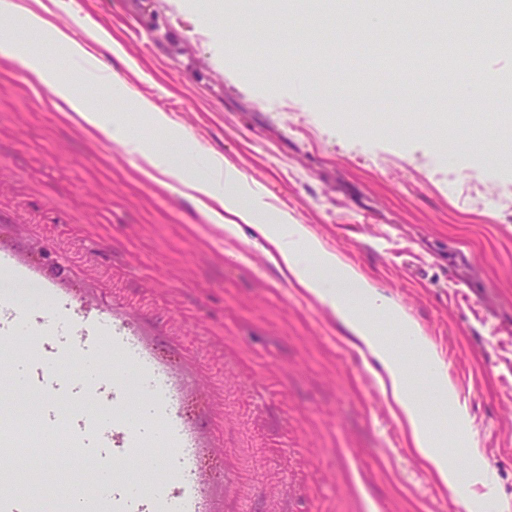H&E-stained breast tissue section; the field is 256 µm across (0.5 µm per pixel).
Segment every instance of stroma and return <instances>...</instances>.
<instances>
[{"instance_id":"obj_1","label":"stroma","mask_w":512,"mask_h":512,"mask_svg":"<svg viewBox=\"0 0 512 512\" xmlns=\"http://www.w3.org/2000/svg\"><path fill=\"white\" fill-rule=\"evenodd\" d=\"M68 12V31L88 49L110 36L120 55L85 70L19 19L14 28L49 67L94 106L128 111L135 99L166 113L183 136L187 166L205 172L218 155L263 201L305 225L403 308L436 346L473 419L489 486L474 485L481 512L512 500V95L475 101L476 126L461 125L450 95L475 72L413 85L402 109L366 78L378 35L365 0H345L341 36L355 71L337 80L336 56L312 68L318 34L310 14L260 33L245 21L263 0H234L222 16L235 42L211 36L208 0H41ZM496 47L478 68L512 78V34L484 26ZM109 68L105 88L91 70ZM348 98L337 101L336 88ZM60 101L35 87L17 59L0 55V255L33 268L0 269V297L27 310L43 287L61 312L43 323L66 336L69 310L124 319L178 392L174 418L209 449L200 472L224 484L223 512H464L423 467L393 407L336 315L239 236L204 218L196 201L158 185L142 161L65 120ZM55 253L68 278L36 269L32 245ZM135 344L104 346L97 359L65 357L61 375L82 385L119 374L131 390L133 445L168 448L172 436L131 363ZM0 426L33 407L65 408L43 389L13 387ZM129 489L174 480L146 457L112 467ZM32 501L68 491L37 463L14 469Z\"/></svg>"}]
</instances>
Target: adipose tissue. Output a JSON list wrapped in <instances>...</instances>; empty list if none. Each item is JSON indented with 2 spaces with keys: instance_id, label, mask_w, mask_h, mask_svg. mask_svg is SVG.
Segmentation results:
<instances>
[{
  "instance_id": "adipose-tissue-1",
  "label": "adipose tissue",
  "mask_w": 512,
  "mask_h": 512,
  "mask_svg": "<svg viewBox=\"0 0 512 512\" xmlns=\"http://www.w3.org/2000/svg\"><path fill=\"white\" fill-rule=\"evenodd\" d=\"M2 16L21 17L29 27L63 47L75 61L87 56L82 44L26 5L24 0H0ZM0 51L20 59L35 82L52 89L88 127L119 144L127 153L144 158L147 166L143 173L147 178L161 185L173 181L192 192L202 213L212 223L223 225L225 231L233 235L240 225L256 226L269 260L328 306L350 332L357 352L378 364L375 376L382 394L396 406L421 464L442 485L458 491L457 457L449 449L447 436L439 431L440 424L450 421L454 424L457 443L466 446L472 481L486 480V461L475 445L465 442L473 430L472 421L466 406L454 397L443 360L405 312L370 280L338 255L324 249L303 225L289 223L286 213H279L275 223H261L266 205L259 198L246 200L247 179L236 167L215 158L205 173L191 171L184 164L179 147L161 150L144 138L131 136L124 119L99 111L80 98L42 56L31 52L12 31L0 29ZM381 320L397 329L400 342L381 336L377 327ZM414 364L427 371L428 391L436 403L434 411H427L421 397L410 387L409 369Z\"/></svg>"
}]
</instances>
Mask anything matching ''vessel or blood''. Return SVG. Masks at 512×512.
Here are the masks:
<instances>
[{"label": "vessel or blood", "mask_w": 512, "mask_h": 512, "mask_svg": "<svg viewBox=\"0 0 512 512\" xmlns=\"http://www.w3.org/2000/svg\"><path fill=\"white\" fill-rule=\"evenodd\" d=\"M122 334V325L107 319H71L67 344H60L53 336L38 337L25 380L26 387L51 388L58 395H71L77 399L80 407L68 414V427L73 434L87 439L85 459L102 470L115 462H129L136 455L129 430L113 431L111 419L102 415L103 409L126 396L127 389L113 378L77 390L56 372L55 366L68 353L88 357L95 355L103 345ZM49 464L71 491L73 512H84L86 499L82 495V472L59 457L51 458ZM217 490V484L201 476L187 483L176 480L157 490L145 487L133 494L109 481L103 486L106 497L118 502L123 512H218ZM0 512H32V501L27 491L20 487L1 489Z\"/></svg>", "instance_id": "obj_1"}]
</instances>
